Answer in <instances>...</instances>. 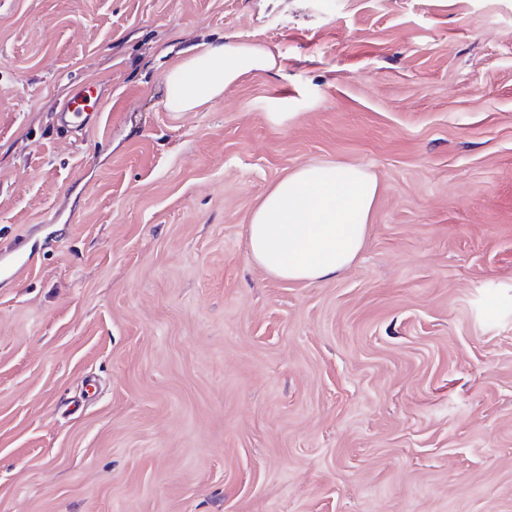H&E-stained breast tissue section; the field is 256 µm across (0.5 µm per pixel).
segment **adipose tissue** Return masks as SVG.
Segmentation results:
<instances>
[{
  "mask_svg": "<svg viewBox=\"0 0 512 512\" xmlns=\"http://www.w3.org/2000/svg\"><path fill=\"white\" fill-rule=\"evenodd\" d=\"M280 67L277 56L262 46L200 45L165 71V106L194 111L243 76ZM377 192L376 177L355 164L299 167L254 209L247 226L251 259L282 281L315 284L336 278L365 245Z\"/></svg>",
  "mask_w": 512,
  "mask_h": 512,
  "instance_id": "adipose-tissue-1",
  "label": "adipose tissue"
}]
</instances>
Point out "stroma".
I'll return each instance as SVG.
<instances>
[{
  "label": "stroma",
  "instance_id": "stroma-1",
  "mask_svg": "<svg viewBox=\"0 0 512 512\" xmlns=\"http://www.w3.org/2000/svg\"><path fill=\"white\" fill-rule=\"evenodd\" d=\"M281 59L194 112V46ZM105 104L56 119L79 84ZM379 185L336 279L246 226ZM0 512H512V0H0ZM377 192L376 177L355 164L299 167L254 209L247 226L251 259L282 281L336 279L365 245Z\"/></svg>",
  "mask_w": 512,
  "mask_h": 512
}]
</instances>
